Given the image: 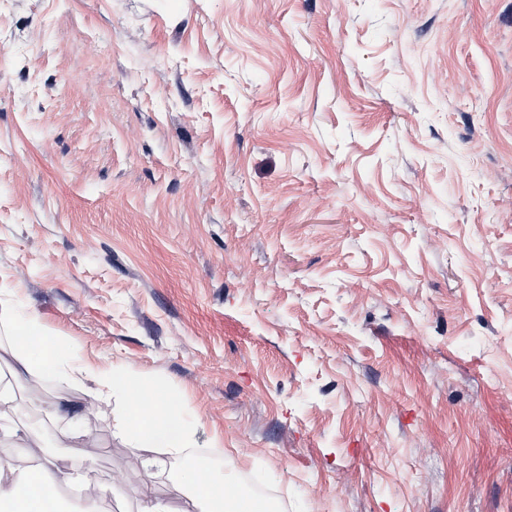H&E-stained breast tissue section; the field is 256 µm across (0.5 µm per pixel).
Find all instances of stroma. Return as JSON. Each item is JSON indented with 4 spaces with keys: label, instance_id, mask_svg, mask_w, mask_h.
Returning a JSON list of instances; mask_svg holds the SVG:
<instances>
[{
    "label": "stroma",
    "instance_id": "obj_1",
    "mask_svg": "<svg viewBox=\"0 0 512 512\" xmlns=\"http://www.w3.org/2000/svg\"><path fill=\"white\" fill-rule=\"evenodd\" d=\"M0 283L225 492L512 512V0H0ZM12 385L102 512L183 507L123 402Z\"/></svg>",
    "mask_w": 512,
    "mask_h": 512
}]
</instances>
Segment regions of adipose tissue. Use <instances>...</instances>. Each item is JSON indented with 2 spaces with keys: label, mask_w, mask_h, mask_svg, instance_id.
<instances>
[{
  "label": "adipose tissue",
  "mask_w": 512,
  "mask_h": 512,
  "mask_svg": "<svg viewBox=\"0 0 512 512\" xmlns=\"http://www.w3.org/2000/svg\"><path fill=\"white\" fill-rule=\"evenodd\" d=\"M0 325L11 327L14 353L29 375L59 383L76 384L85 394L103 393L125 401L118 422L120 434L138 447L162 449L196 512H268L266 504L240 494H217L212 483L198 477L203 461L193 453V435L184 410L173 400L140 401L142 384L121 368L94 372L76 364L70 346L48 340L36 313L18 306L11 292L0 293ZM27 451L0 457V512H46L45 502L55 487L79 482V466L63 471L39 449V440L29 442Z\"/></svg>",
  "instance_id": "ef3b65f1"
}]
</instances>
